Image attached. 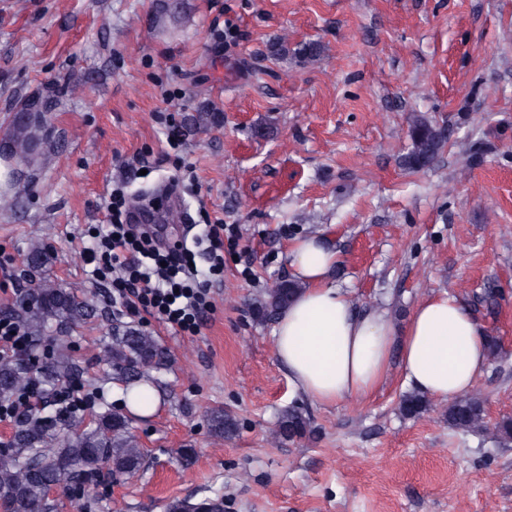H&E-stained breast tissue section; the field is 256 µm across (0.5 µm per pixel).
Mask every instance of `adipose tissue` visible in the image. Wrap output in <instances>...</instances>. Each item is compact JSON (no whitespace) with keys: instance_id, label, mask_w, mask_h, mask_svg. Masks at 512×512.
Instances as JSON below:
<instances>
[{"instance_id":"1","label":"adipose tissue","mask_w":512,"mask_h":512,"mask_svg":"<svg viewBox=\"0 0 512 512\" xmlns=\"http://www.w3.org/2000/svg\"><path fill=\"white\" fill-rule=\"evenodd\" d=\"M339 257L322 234L292 247L300 290L275 325V355L294 386L323 404L374 393L392 364L405 382L437 400L473 391L489 360L486 333L446 295L420 301L405 326L381 312H356L331 281Z\"/></svg>"}]
</instances>
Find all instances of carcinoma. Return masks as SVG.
<instances>
[{
  "instance_id": "carcinoma-1",
  "label": "carcinoma",
  "mask_w": 512,
  "mask_h": 512,
  "mask_svg": "<svg viewBox=\"0 0 512 512\" xmlns=\"http://www.w3.org/2000/svg\"><path fill=\"white\" fill-rule=\"evenodd\" d=\"M159 0L149 15L150 27L158 32L171 29L183 16H172L162 9ZM3 133L10 136L18 161L28 162L34 143L41 132L35 126L9 123ZM411 149L403 159L409 169L431 164L448 143V128L434 125L425 117L413 115L409 125ZM26 263L42 271L49 256L42 243L34 244ZM294 284L280 281L267 289L255 302L263 318L272 319L288 303ZM35 298L21 302L20 322L34 341L62 335L78 327L91 316L87 299L72 290L58 288L43 280L33 289ZM112 339L105 356L112 370L128 384H136L153 370L169 363V355L159 341L145 330L131 326L111 328ZM80 366L60 348L38 363L25 358L0 359V401L11 399L28 381H40L46 397H53L58 386L79 378ZM430 409L428 397L411 392L400 401L402 415L409 419L423 416ZM448 426L463 432L488 430L484 399L477 390L448 403L445 412ZM210 431L217 437H230L237 430L236 421L222 410L211 413ZM311 432L310 418L299 409L285 412L273 432L278 441H294ZM143 461V451L130 431V420L105 410L85 420L65 415L57 407L38 412L20 423L9 445L0 448V512H57V499L49 490L58 488L68 497L80 491L88 496L91 488L105 480H119L135 472ZM169 512H224L223 503L209 500L199 504L184 501L169 506Z\"/></svg>"
}]
</instances>
